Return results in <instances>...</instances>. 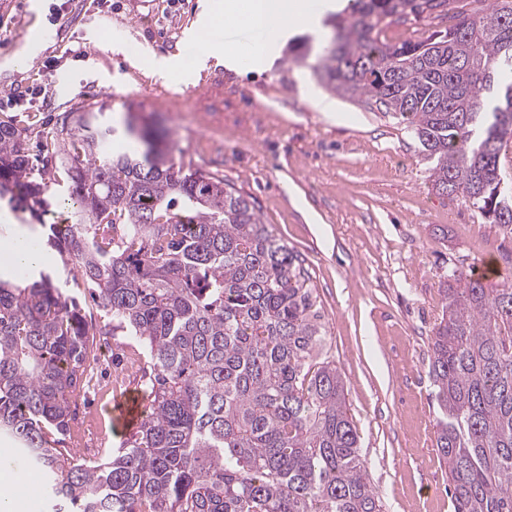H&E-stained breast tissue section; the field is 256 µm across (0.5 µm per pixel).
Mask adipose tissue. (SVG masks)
Listing matches in <instances>:
<instances>
[{"label":"adipose tissue","mask_w":512,"mask_h":512,"mask_svg":"<svg viewBox=\"0 0 512 512\" xmlns=\"http://www.w3.org/2000/svg\"><path fill=\"white\" fill-rule=\"evenodd\" d=\"M314 17L307 0H210L199 25L200 31H207L221 19L228 25L262 30L265 39L259 44H209L204 47L202 58L219 64L228 57L249 61L265 58L288 29L299 22L312 21Z\"/></svg>","instance_id":"1"}]
</instances>
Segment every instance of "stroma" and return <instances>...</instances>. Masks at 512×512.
Returning <instances> with one entry per match:
<instances>
[{
    "label": "stroma",
    "instance_id": "stroma-1",
    "mask_svg": "<svg viewBox=\"0 0 512 512\" xmlns=\"http://www.w3.org/2000/svg\"><path fill=\"white\" fill-rule=\"evenodd\" d=\"M210 0H0V120L50 127L90 95L117 129L129 113L166 132L176 160L202 168L250 197L261 222L293 249L310 278L326 348L344 380L360 458L383 512H455L448 466L436 448L440 410L429 373L432 330L451 268L488 260L512 274V236L476 215L464 198L431 187L421 146L405 121L374 101L333 95L310 65L287 53L298 38L330 40L323 24H303L280 43L267 68L202 63L183 41ZM52 38L33 46L27 29ZM33 57L13 79L19 54ZM141 59H170L162 74ZM222 81L203 97L201 80ZM169 92L172 111L154 102ZM336 109L316 108L318 99ZM43 223L0 208V248L23 237L40 244L43 224L70 218L66 187ZM110 355L71 399L65 462H86L121 444L107 409L143 378L125 375L143 345L106 336Z\"/></svg>",
    "mask_w": 512,
    "mask_h": 512
}]
</instances>
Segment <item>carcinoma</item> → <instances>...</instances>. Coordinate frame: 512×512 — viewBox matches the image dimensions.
Segmentation results:
<instances>
[{
  "instance_id": "obj_1",
  "label": "carcinoma",
  "mask_w": 512,
  "mask_h": 512,
  "mask_svg": "<svg viewBox=\"0 0 512 512\" xmlns=\"http://www.w3.org/2000/svg\"><path fill=\"white\" fill-rule=\"evenodd\" d=\"M451 0H349L314 66L327 89L370 96L414 126L432 188L512 234L501 152L512 144V0L392 43L408 17ZM84 107L37 136L67 177L72 223H43L52 178L0 121V201L98 292L112 330L136 337L146 417L102 462L62 464L58 436L102 334L55 273H0V436L47 477L52 512H382L358 454L336 363L298 255L248 197L175 160L148 130L109 150ZM430 374L456 512H512V278L455 268Z\"/></svg>"
}]
</instances>
